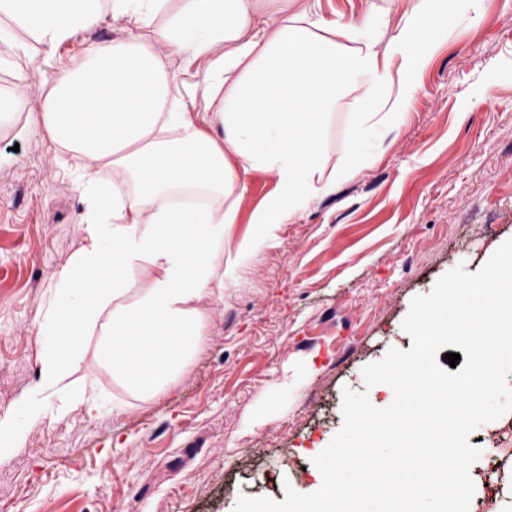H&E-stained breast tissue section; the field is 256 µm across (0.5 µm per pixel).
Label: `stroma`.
I'll list each match as a JSON object with an SVG mask.
<instances>
[{"mask_svg": "<svg viewBox=\"0 0 512 512\" xmlns=\"http://www.w3.org/2000/svg\"><path fill=\"white\" fill-rule=\"evenodd\" d=\"M312 7L365 36L393 32L405 10L398 0ZM132 31L108 14L92 33L0 64L1 96L20 79L28 88L26 109L0 123V420L25 431L0 458V512H233L243 494L280 502L288 485L309 493L312 459L342 425L344 388L391 404L392 388H365L362 370L389 348H411L403 321L412 299L457 266L477 272L512 239V0H463L407 111L355 145L350 105L334 112L331 160L353 150L364 158L336 193L260 234L251 213L274 180L247 177L224 245V292L197 354L165 391L143 398L115 380L93 334L67 382L93 391L97 410L62 414L52 400L39 418L19 413L39 381L42 315L84 236L76 161L47 136L40 92L91 45ZM207 66L204 57L182 63L179 93L215 137L200 86ZM503 428L512 412L475 432L480 448L498 449L503 494L488 499L475 486L469 512H512Z\"/></svg>", "mask_w": 512, "mask_h": 512, "instance_id": "stroma-1", "label": "stroma"}]
</instances>
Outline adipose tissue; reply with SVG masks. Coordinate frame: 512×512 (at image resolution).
Here are the masks:
<instances>
[{"label":"adipose tissue","instance_id":"adipose-tissue-1","mask_svg":"<svg viewBox=\"0 0 512 512\" xmlns=\"http://www.w3.org/2000/svg\"><path fill=\"white\" fill-rule=\"evenodd\" d=\"M169 0H0L8 19L39 45L93 31L104 13L136 29L92 46L45 92L43 127L61 155L80 159L84 243L56 281L41 331L57 342L42 357L38 385L19 403L39 415L47 399L62 411L94 408L93 395L65 380L99 332L104 361L133 392L163 391L199 348L211 281L224 264V236L236 220L230 198L246 176L275 180L251 216L280 224L335 191L358 154L328 165L325 131L344 101L365 126L406 111L457 0H414L390 37L359 39L352 23L325 19L300 0H179L168 24L139 31ZM210 57L202 86L222 134L200 130L169 94L178 81L163 60L185 49ZM111 170V184L100 180ZM150 262L160 270L135 303L125 284Z\"/></svg>","mask_w":512,"mask_h":512}]
</instances>
